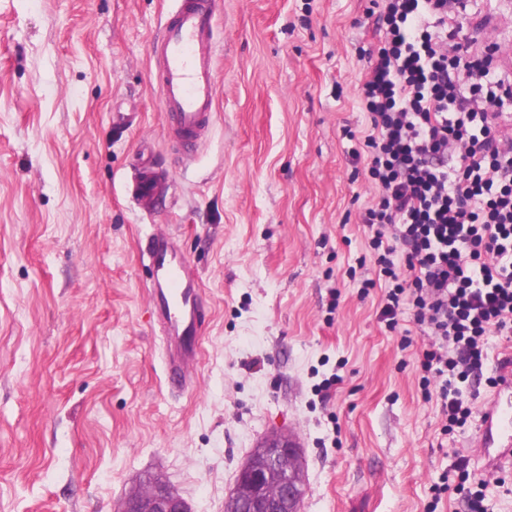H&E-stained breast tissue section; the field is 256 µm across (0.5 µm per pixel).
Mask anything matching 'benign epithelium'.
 Returning <instances> with one entry per match:
<instances>
[{
  "mask_svg": "<svg viewBox=\"0 0 512 512\" xmlns=\"http://www.w3.org/2000/svg\"><path fill=\"white\" fill-rule=\"evenodd\" d=\"M265 449L264 466L284 470L276 495L262 493L260 467L248 461L240 469L232 500L239 501L241 512H298L301 483L286 471V462L298 451L297 439L285 433H271L260 442ZM119 512H190L181 495L166 485H155L147 491L130 495Z\"/></svg>",
  "mask_w": 512,
  "mask_h": 512,
  "instance_id": "7a95c632",
  "label": "benign epithelium"
}]
</instances>
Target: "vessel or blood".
I'll list each match as a JSON object with an SVG mask.
<instances>
[{
    "mask_svg": "<svg viewBox=\"0 0 512 512\" xmlns=\"http://www.w3.org/2000/svg\"><path fill=\"white\" fill-rule=\"evenodd\" d=\"M211 0H174L153 47L160 72L162 118L184 145H195L214 115L216 76L213 62ZM168 190L166 177L143 170L130 185L142 207ZM149 272L148 296L154 326L161 335L163 375L169 388L192 391L193 369L202 353V334L211 309L198 276L172 236L148 235L142 254ZM499 383L483 400L476 431L477 461L485 473L512 468V361L496 367Z\"/></svg>",
    "mask_w": 512,
    "mask_h": 512,
    "instance_id": "b4317fda",
    "label": "vessel or blood"
}]
</instances>
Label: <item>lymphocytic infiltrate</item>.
Instances as JSON below:
<instances>
[{
  "label": "lymphocytic infiltrate",
  "mask_w": 512,
  "mask_h": 512,
  "mask_svg": "<svg viewBox=\"0 0 512 512\" xmlns=\"http://www.w3.org/2000/svg\"><path fill=\"white\" fill-rule=\"evenodd\" d=\"M458 0H375L380 38L359 83L370 129L354 159L373 190L362 215L380 319L396 331L411 316L428 342L416 371L450 433L472 417L463 394L484 377L491 337L512 340V137L496 119L512 86L492 56L476 59L461 85L448 15ZM467 459L431 486L433 502L456 490L467 512H487L488 483Z\"/></svg>",
  "instance_id": "lymphocytic-infiltrate-1"
}]
</instances>
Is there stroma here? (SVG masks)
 <instances>
[{"instance_id":"obj_1","label":"stroma","mask_w":512,"mask_h":512,"mask_svg":"<svg viewBox=\"0 0 512 512\" xmlns=\"http://www.w3.org/2000/svg\"><path fill=\"white\" fill-rule=\"evenodd\" d=\"M173 5L0 0V512H118L155 480L224 512L276 431L300 442V512H465L429 487L460 456L479 472L475 425L442 435L420 329L388 331L362 286L372 0H214V122L190 152L152 61ZM454 28L476 52L512 40V0H466ZM150 164L171 188L145 214L126 183ZM156 231L212 309L184 395L149 324Z\"/></svg>"}]
</instances>
